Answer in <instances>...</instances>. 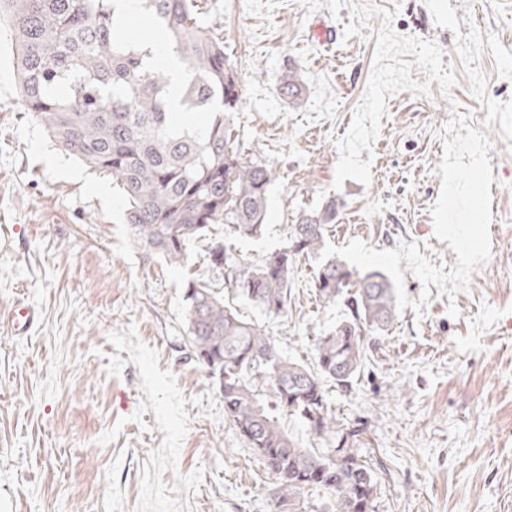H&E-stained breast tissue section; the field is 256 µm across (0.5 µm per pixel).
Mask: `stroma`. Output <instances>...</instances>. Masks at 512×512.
Returning <instances> with one entry per match:
<instances>
[{
	"label": "stroma",
	"mask_w": 512,
	"mask_h": 512,
	"mask_svg": "<svg viewBox=\"0 0 512 512\" xmlns=\"http://www.w3.org/2000/svg\"><path fill=\"white\" fill-rule=\"evenodd\" d=\"M199 3L242 86L246 152L276 173L263 235L239 244L253 259L335 198L328 244L414 243L453 268L432 212L454 113L487 138L496 248L453 293L405 272L421 309L371 334L363 372L329 395L364 432L373 512H512V0ZM292 67L294 100L279 93ZM0 227V311L22 299L39 313L23 337L0 325V512H271L273 478L186 348L187 281L224 285L206 241L178 267L146 260L111 177L22 110L4 27ZM314 265L298 262L287 317L260 318L307 363L314 334L348 314L316 298Z\"/></svg>",
	"instance_id": "stroma-1"
}]
</instances>
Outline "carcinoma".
<instances>
[{
  "label": "carcinoma",
  "instance_id": "carcinoma-1",
  "mask_svg": "<svg viewBox=\"0 0 512 512\" xmlns=\"http://www.w3.org/2000/svg\"><path fill=\"white\" fill-rule=\"evenodd\" d=\"M143 10L186 66L185 116L212 115L202 131L170 112V75L144 48L148 39L119 35L116 0H0L17 54L20 101L68 155L112 177L125 223L148 260L179 266L191 243L209 240V264L224 274L230 297L205 282L185 288L186 341L195 361L220 377L224 414L275 480V512H362L374 508V465L355 430L337 428L329 387L348 385L366 361L367 332L382 333L398 307L388 278L341 260L313 276L319 301H346L348 320L315 335L313 365L283 356L269 330L243 315L240 298L268 317L288 315L296 259L323 251L339 204L304 212L286 246L259 261L234 240L260 237L267 224L274 171L245 154L234 131L241 86L224 45L201 24L197 0H148ZM280 93H302L288 71ZM224 227V235L215 231ZM321 441L301 447L282 416Z\"/></svg>",
  "mask_w": 512,
  "mask_h": 512
}]
</instances>
